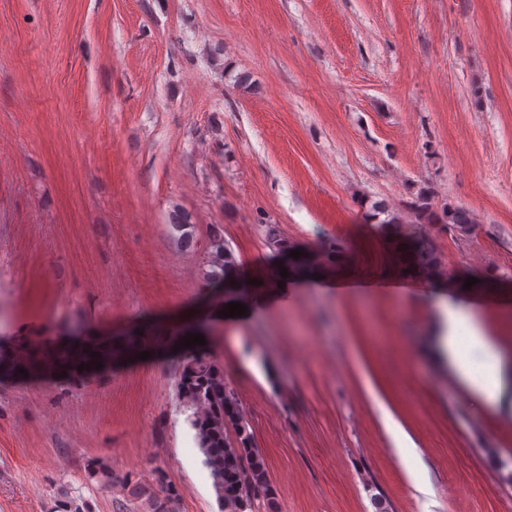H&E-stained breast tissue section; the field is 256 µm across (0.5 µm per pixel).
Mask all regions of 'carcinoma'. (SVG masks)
<instances>
[{"mask_svg":"<svg viewBox=\"0 0 512 512\" xmlns=\"http://www.w3.org/2000/svg\"><path fill=\"white\" fill-rule=\"evenodd\" d=\"M416 224H450L464 231L474 220L461 206L434 208L429 191L419 190L408 205ZM367 220L387 227L402 223L398 213L383 201L370 205ZM406 262L425 272L439 269L436 246L429 233L421 231L402 244ZM238 263L224 235L210 238L205 280H237ZM176 397L187 413V422L209 472L211 486L222 512H274L275 492L265 459L254 444V434L237 392L224 379V366L211 354L197 351L178 371ZM129 496L139 512H178L181 490L159 471L152 483L128 482Z\"/></svg>","mask_w":512,"mask_h":512,"instance_id":"1","label":"carcinoma"}]
</instances>
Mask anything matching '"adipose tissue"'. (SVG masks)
<instances>
[{
  "label": "adipose tissue",
  "instance_id": "1",
  "mask_svg": "<svg viewBox=\"0 0 512 512\" xmlns=\"http://www.w3.org/2000/svg\"><path fill=\"white\" fill-rule=\"evenodd\" d=\"M483 303V298L475 295L444 300L442 316L447 331L439 337L438 347L451 374L464 384L475 401L491 407L498 404L506 384L512 380V370L477 321Z\"/></svg>",
  "mask_w": 512,
  "mask_h": 512
}]
</instances>
